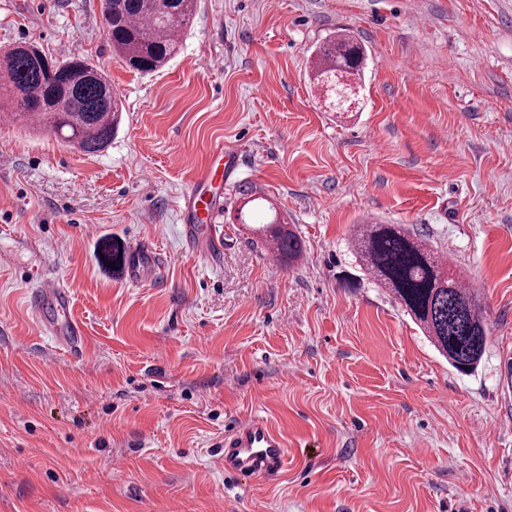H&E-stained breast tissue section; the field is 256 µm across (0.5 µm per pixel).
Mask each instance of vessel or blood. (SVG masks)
Returning <instances> with one entry per match:
<instances>
[{
  "label": "vessel or blood",
  "mask_w": 512,
  "mask_h": 512,
  "mask_svg": "<svg viewBox=\"0 0 512 512\" xmlns=\"http://www.w3.org/2000/svg\"><path fill=\"white\" fill-rule=\"evenodd\" d=\"M237 168V160L223 148L213 152V162L199 173L183 199L184 237L187 247L196 253L217 256L221 250L213 233H202L201 222H213L219 209L216 200L206 193L217 178L228 177ZM153 229H146L138 246L126 261V278L137 283L158 269L159 258L152 242ZM30 306L40 326L52 331L59 342L68 344L71 351L81 347V326L70 316V299L65 288L44 283L30 296ZM288 436L264 421H251L236 427L224 437L223 465L225 472L243 476H269L287 464Z\"/></svg>",
  "instance_id": "b4317fda"
}]
</instances>
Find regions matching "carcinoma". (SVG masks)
<instances>
[{
	"mask_svg": "<svg viewBox=\"0 0 512 512\" xmlns=\"http://www.w3.org/2000/svg\"><path fill=\"white\" fill-rule=\"evenodd\" d=\"M198 0H101L112 51L143 74L163 69L179 49ZM364 49L340 30L315 49L313 81L332 84L336 72L361 79ZM13 111L86 155L101 152L120 122L122 104L105 72L71 54L50 59L19 42L0 51V112ZM274 256L295 262L303 242L285 224L268 225ZM348 248L377 283L405 307L450 366L473 371L487 347L488 323L463 273L441 262L429 243L399 224L352 229Z\"/></svg>",
	"mask_w": 512,
	"mask_h": 512,
	"instance_id": "cac0c4a2",
	"label": "carcinoma"
}]
</instances>
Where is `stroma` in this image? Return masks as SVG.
Listing matches in <instances>:
<instances>
[{
  "instance_id": "35a3bbf8",
  "label": "stroma",
  "mask_w": 512,
  "mask_h": 512,
  "mask_svg": "<svg viewBox=\"0 0 512 512\" xmlns=\"http://www.w3.org/2000/svg\"><path fill=\"white\" fill-rule=\"evenodd\" d=\"M366 48L361 99L329 108L311 54ZM64 44L123 106L94 156L0 129V512H512V0H198L178 54L116 57L101 0H0V48ZM220 259L183 239L213 146ZM255 201L244 204V192ZM296 225L293 267L258 228ZM451 255L484 305L486 353L453 369L347 248L363 221ZM156 224L160 270L101 257ZM57 281L82 355L28 301ZM288 434V465L225 473V433Z\"/></svg>"
}]
</instances>
